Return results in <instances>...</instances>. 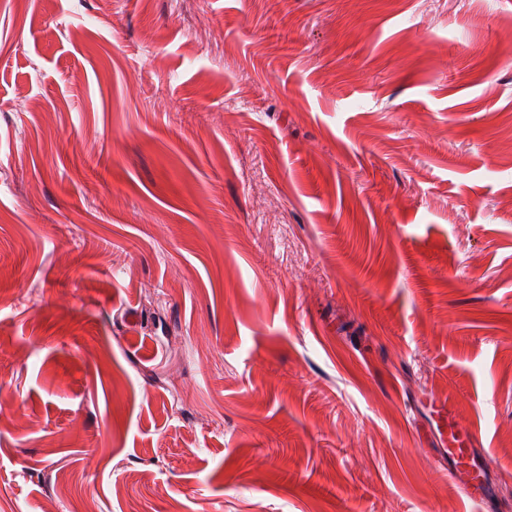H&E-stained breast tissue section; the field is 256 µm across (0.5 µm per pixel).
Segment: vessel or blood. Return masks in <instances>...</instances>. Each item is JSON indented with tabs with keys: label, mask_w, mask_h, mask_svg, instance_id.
Wrapping results in <instances>:
<instances>
[{
	"label": "vessel or blood",
	"mask_w": 512,
	"mask_h": 512,
	"mask_svg": "<svg viewBox=\"0 0 512 512\" xmlns=\"http://www.w3.org/2000/svg\"><path fill=\"white\" fill-rule=\"evenodd\" d=\"M437 431L441 437L440 454L449 473L463 485L466 496L478 503H488L491 492L486 480V454L478 447L472 432L458 428L449 404H433Z\"/></svg>",
	"instance_id": "obj_1"
}]
</instances>
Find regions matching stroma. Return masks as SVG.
<instances>
[{
  "mask_svg": "<svg viewBox=\"0 0 512 512\" xmlns=\"http://www.w3.org/2000/svg\"><path fill=\"white\" fill-rule=\"evenodd\" d=\"M512 512V0H0V512ZM432 410L441 445L448 447L436 448L448 465V472L463 484L470 500L487 504L492 496L485 473L486 453L478 448L472 432L462 431L455 424L449 402H436Z\"/></svg>",
  "mask_w": 512,
  "mask_h": 512,
  "instance_id": "obj_1",
  "label": "stroma"
}]
</instances>
